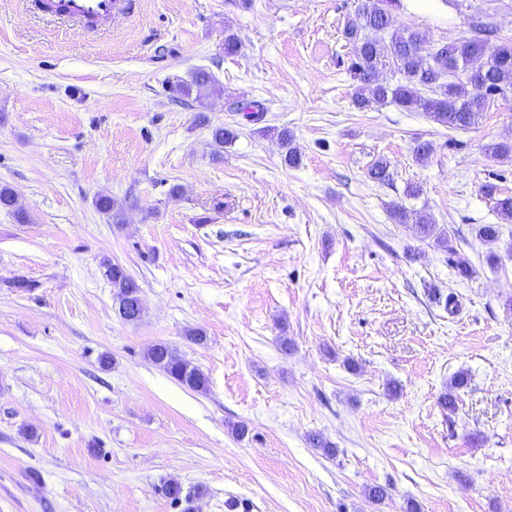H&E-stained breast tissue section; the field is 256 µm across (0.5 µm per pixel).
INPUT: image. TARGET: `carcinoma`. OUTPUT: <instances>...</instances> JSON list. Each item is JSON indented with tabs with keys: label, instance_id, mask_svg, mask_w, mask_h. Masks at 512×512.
I'll return each instance as SVG.
<instances>
[{
	"label": "carcinoma",
	"instance_id": "obj_1",
	"mask_svg": "<svg viewBox=\"0 0 512 512\" xmlns=\"http://www.w3.org/2000/svg\"><path fill=\"white\" fill-rule=\"evenodd\" d=\"M399 0H361L353 16L346 19L342 29L345 41L352 47L347 66L353 87V102L360 108L370 103L393 104L407 112H422L433 122L449 129H467L478 123L489 102L501 94L512 92V39L496 43L477 35L463 36L441 43V48L427 65L422 52L431 45L422 32L410 29H391L392 10ZM487 55L491 62L478 78L465 75L467 65ZM397 63L400 80L381 83L377 74L388 64ZM213 83L204 70L194 72L190 80L178 85L180 92L190 96L193 89ZM481 86L482 92L473 94L471 86ZM239 111L249 122L263 118L266 107L258 100L246 101ZM485 154L492 159L512 158V140L491 143L485 146ZM368 177L377 183L388 184L392 180L390 163L379 158L368 169ZM480 192L494 201L501 218L512 219V195L501 192L498 184L488 181L480 186ZM96 208L109 215L112 223H123L122 212L115 208L112 198L99 194L95 198ZM0 207H11L17 221L25 222L28 214L15 208V197L7 187L0 188ZM390 217L396 224H414L420 238L431 241L448 254V266L455 269L463 279L476 273L473 266L457 258L452 240L436 233L431 219L420 212L394 204L390 206ZM475 237L487 244L496 242L500 236L497 224H480L474 228ZM105 275L113 289L117 312L126 320L133 319L132 303L139 295L140 286L120 264L106 263ZM148 358L181 385L204 391L208 378L196 366L180 358L164 343L148 348Z\"/></svg>",
	"mask_w": 512,
	"mask_h": 512
}]
</instances>
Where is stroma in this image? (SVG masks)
<instances>
[{"mask_svg":"<svg viewBox=\"0 0 512 512\" xmlns=\"http://www.w3.org/2000/svg\"><path fill=\"white\" fill-rule=\"evenodd\" d=\"M357 4L130 0L89 36L0 0V187L29 215L0 208V512H512V221L479 191L512 194V160L484 153L512 139V100L467 130L357 108L341 35ZM479 23L512 38V0H401L392 18L434 42ZM197 69L214 87L173 93ZM254 99L258 123L238 111ZM219 125L237 137L217 156ZM380 158L391 184L367 175ZM395 203L455 235L476 276ZM477 224L501 228L497 266ZM107 259L139 283V321L118 316ZM159 342L206 392L146 358ZM171 480L205 493L172 500ZM390 217L397 224H415L422 240L432 241L436 247L448 254V265L455 269L460 278L471 279L476 273L470 263L457 259V251L452 240L445 234H437L435 224H432L427 215L408 210L403 205L394 204L390 206Z\"/></svg>","mask_w":512,"mask_h":512,"instance_id":"1","label":"stroma"}]
</instances>
